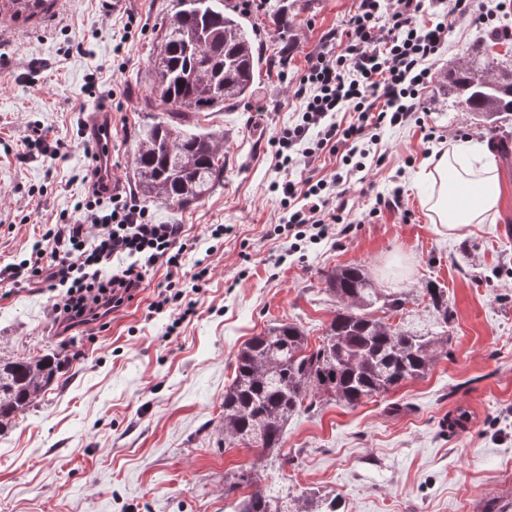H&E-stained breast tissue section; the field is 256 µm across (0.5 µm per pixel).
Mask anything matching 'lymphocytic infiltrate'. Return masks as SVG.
<instances>
[{
    "mask_svg": "<svg viewBox=\"0 0 512 512\" xmlns=\"http://www.w3.org/2000/svg\"><path fill=\"white\" fill-rule=\"evenodd\" d=\"M434 8L435 0H357L344 29L324 40L294 91L302 115L273 142L279 169L313 165L325 149L342 146V164L364 171L368 153L356 151V144H379L383 128L417 121L421 92L431 80L451 21L487 20L478 0H448L445 17L438 21L432 18ZM343 112L351 115L345 124L337 120ZM95 177V169H87L79 218L47 228L27 258L6 267L9 279L16 285L37 280L57 290L53 321L68 331L132 300L147 271L162 265L170 273L152 308L160 313L179 303V317L187 319L194 306L183 298L187 290H198L208 267L199 259L186 263L188 244L180 225L152 223L122 196L106 195ZM340 182L335 175L273 184V191L283 195L286 229L294 240L320 241L332 226L344 223L346 192ZM123 256L129 265L107 274L113 259Z\"/></svg>",
    "mask_w": 512,
    "mask_h": 512,
    "instance_id": "1",
    "label": "lymphocytic infiltrate"
}]
</instances>
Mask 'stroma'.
<instances>
[{"label":"stroma","instance_id":"35a3bbf8","mask_svg":"<svg viewBox=\"0 0 512 512\" xmlns=\"http://www.w3.org/2000/svg\"><path fill=\"white\" fill-rule=\"evenodd\" d=\"M486 24L456 23L423 91L421 122L382 130L384 167L369 191L350 179L355 223L346 237L304 243L274 235L285 214L273 182L342 172L335 156L279 170L271 140L300 117L293 90L310 56L342 29L355 0L295 7L287 34L259 8L262 65L249 102L198 112L193 130L224 137V181L178 208L143 202L153 223L182 225L211 271L194 294L196 313L149 309L165 269L149 271L132 301L108 314L106 330L62 332L46 286L0 281V355L61 358L54 383L0 433V512H233L224 479L260 451L224 447L220 418L235 355L279 322L304 326L318 344L336 310L327 276L361 267L376 287L410 295V319L432 318L421 289L440 284L451 314L447 356L416 380L348 407L336 401L288 423L287 466L266 467L262 485L340 493L344 512H487L512 502V120L491 124L458 106L438 76L480 61L489 35L512 50V0H480ZM176 0H54L35 18L0 12V269L23 259L46 225L76 217L90 162L83 121L112 112V175L123 198L140 201L133 155L139 132L164 120L145 108L150 61ZM469 142L487 146L501 198L486 223L448 235L421 204L416 176L431 153ZM63 145L65 158L48 150ZM399 193L403 210L373 213L376 195ZM223 238L211 236L213 225ZM466 412L470 427L448 435L440 421Z\"/></svg>","mask_w":512,"mask_h":512}]
</instances>
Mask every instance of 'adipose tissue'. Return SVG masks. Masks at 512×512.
<instances>
[{
  "instance_id": "obj_1",
  "label": "adipose tissue",
  "mask_w": 512,
  "mask_h": 512,
  "mask_svg": "<svg viewBox=\"0 0 512 512\" xmlns=\"http://www.w3.org/2000/svg\"><path fill=\"white\" fill-rule=\"evenodd\" d=\"M425 179L431 191L423 201L430 223L455 234L485 223L496 212L501 189L491 159L459 145L433 154Z\"/></svg>"
}]
</instances>
